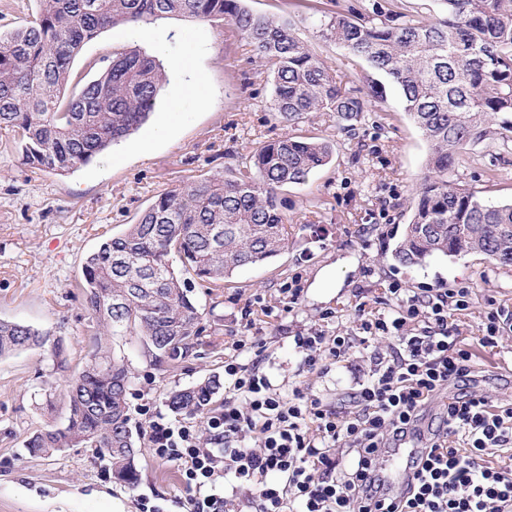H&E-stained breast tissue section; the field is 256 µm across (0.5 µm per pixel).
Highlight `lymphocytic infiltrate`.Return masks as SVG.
<instances>
[{"label":"lymphocytic infiltrate","mask_w":512,"mask_h":512,"mask_svg":"<svg viewBox=\"0 0 512 512\" xmlns=\"http://www.w3.org/2000/svg\"><path fill=\"white\" fill-rule=\"evenodd\" d=\"M388 292L397 302L393 312L362 318L357 335L312 327L293 336L307 369L323 374L355 346L388 342L350 407L275 389L265 344L254 336L234 342L235 353L250 348L254 357L247 364L235 354L225 359L231 387L204 424L150 415L152 455L176 463L191 492L184 512H234L242 491L254 512H512V456L491 459L494 450L512 447V403L495 405L474 392L445 405L424 454L409 463L415 484L388 485V449L474 367L453 323L469 307V289L393 283Z\"/></svg>","instance_id":"obj_1"}]
</instances>
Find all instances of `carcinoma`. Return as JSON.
I'll return each instance as SVG.
<instances>
[{
    "label": "carcinoma",
    "mask_w": 512,
    "mask_h": 512,
    "mask_svg": "<svg viewBox=\"0 0 512 512\" xmlns=\"http://www.w3.org/2000/svg\"><path fill=\"white\" fill-rule=\"evenodd\" d=\"M25 25L0 32V129L13 133L25 163L68 173L139 129L156 112L167 73L139 48L102 59L96 77L68 93L85 43L118 26L173 17L228 21L266 61L270 110L294 125L311 112H334L351 138L368 98L337 84L293 24L249 11L243 0H38ZM424 16L410 0L374 2L336 14L326 37L363 59L369 98L385 84L430 145L428 173L393 256L420 265L432 256L484 255L512 266V202L489 205L472 192L457 158L479 144L512 143V0H440ZM333 145L284 136L249 153L230 176L211 175L157 196L136 223L87 256L81 288L92 314L91 341L68 392L67 423L36 432L33 455L91 444L108 457L112 478L129 487L140 474L130 426L129 370L116 340L135 336L156 364L189 353L201 335L190 281L222 288L241 268L278 256L288 224L278 190L326 165ZM49 333L0 321V356L42 346ZM220 383L209 378L169 398L178 414L203 412Z\"/></svg>",
    "instance_id": "obj_1"
}]
</instances>
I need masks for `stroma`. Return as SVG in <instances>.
I'll return each instance as SVG.
<instances>
[{"label":"stroma","instance_id":"obj_1","mask_svg":"<svg viewBox=\"0 0 512 512\" xmlns=\"http://www.w3.org/2000/svg\"><path fill=\"white\" fill-rule=\"evenodd\" d=\"M372 0H245L253 13L291 20L346 88L362 87L365 62L327 40L324 25L335 13ZM152 42L135 28L117 27L83 47L72 66L82 81L91 61L117 48L145 46L159 60L188 58L191 73H172L156 113L137 131L73 172L56 174L25 164L10 134L0 131V320L49 333L66 349L57 364L50 346L0 358V512H138L141 499L178 512L187 493L178 466L152 456L148 418L141 407L169 413L178 390L223 377L224 356L245 330L241 311L251 308L252 331L266 342V369L283 393L298 388L332 405L350 396L373 365V349L356 350L328 375L306 371L291 340L298 329L319 326L327 334L354 332L359 315L395 306L389 282L405 288L470 289V307L456 318L459 338L473 353L471 391L495 403L512 402V334L501 348L481 347L478 326L487 312L512 310V267L479 254L434 256L424 264L395 261L392 249L409 219L408 204L426 171L429 145L394 87L379 107L364 113L358 138L342 134L330 112L281 123L268 108L272 81L267 66L233 25L190 18L152 25ZM198 74L199 89L172 102L170 86ZM175 109L167 118V109ZM288 133L320 136L333 146L330 162L301 184L281 187L290 225L288 244L273 261L237 271L224 288L194 285L204 332L188 356L153 365L134 337L117 340L115 353L132 372L129 415L139 453L136 486L115 483L107 459L82 446L31 456L33 434L67 420L66 380L83 362L92 316L78 286L87 255L105 237L121 233L162 191L216 173H228L239 155ZM499 179L489 184L486 170ZM469 188L487 203L512 202V150L479 145L459 159ZM298 283L289 304L284 289ZM333 318L321 322L323 313Z\"/></svg>","mask_w":512,"mask_h":512}]
</instances>
